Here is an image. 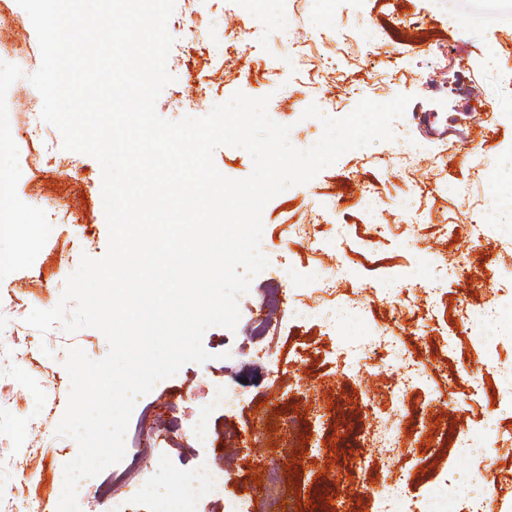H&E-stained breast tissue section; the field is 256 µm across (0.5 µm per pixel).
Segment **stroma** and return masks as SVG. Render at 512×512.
Instances as JSON below:
<instances>
[{
  "label": "stroma",
  "mask_w": 512,
  "mask_h": 512,
  "mask_svg": "<svg viewBox=\"0 0 512 512\" xmlns=\"http://www.w3.org/2000/svg\"><path fill=\"white\" fill-rule=\"evenodd\" d=\"M299 44H309L312 28L322 41L314 69L303 70L286 47L271 39L262 0H175L167 22L173 37L167 70L173 83L155 103L168 121L186 112L203 117L235 92L270 96L288 120L296 140L319 137L316 119L305 117L310 105L350 114L361 100L387 103L400 95L410 103L404 118L407 134L422 150L397 153L394 163L375 158L392 148L376 141L344 153L333 165L303 185L284 190L265 206L260 250L269 264L237 298L240 318L235 330L209 328L202 340L212 361L186 363L172 377L139 398L127 430L124 460L95 476L96 485L121 489L130 458L158 462L161 482L188 464L224 465L225 501L240 512H383L382 498L391 473L406 477L399 512H472V499L452 497L456 481L482 477L474 497L485 512H512V249L501 238L508 229L493 223L491 210L482 222L487 235L474 240L470 217L486 200L512 204V193L495 181H481L478 168L495 163L512 149V24L498 18V0H331L326 11L310 9L308 0H281ZM428 15L430 22L449 13L471 15L465 27H443L440 46L427 48L411 37L392 38L397 17ZM248 15L258 36L232 53L214 58L209 46L219 37L217 22L235 32ZM378 28L388 35L379 55L364 53L358 42L341 40L349 30ZM34 54L15 84L0 92V104L17 121L42 110V97L30 77L41 65L37 34L17 0H0V65L9 66L16 50ZM495 53L496 64L485 58ZM41 152L25 146L0 150V166L19 174V225L39 224V237L9 240L13 258L0 277V484L15 499L30 501L32 512H57V471L69 452L57 447V426L67 407L71 381L63 363L69 348H81L98 361L109 343L102 332L85 328L67 332L63 323L42 332L28 325L32 309L49 310L60 300L66 278L82 256L101 258L109 230L102 194V170L93 157L64 150L53 125ZM454 143L443 166L431 154ZM386 204L378 222L383 233L360 213L363 191ZM422 191V218L406 226L391 207L394 198ZM340 201L323 228L348 227L334 250L314 252L294 237L299 225L313 223L321 202ZM71 205V221L51 223L56 201ZM459 263V277L427 300L416 280L431 276L441 261ZM348 264L338 297L362 307L359 318L336 326L279 320L268 336L253 327L267 295L271 272L290 266L296 289L288 302L317 305L320 293L304 282L314 267ZM43 270L36 278L35 270ZM402 278L394 302L381 300L376 284L387 276ZM494 309L498 319H482ZM398 336L405 350L426 369L424 384L408 389L403 413L390 402L369 410L366 395L386 378L403 379L400 364L377 358L380 333ZM223 379L240 397L236 410L215 414L214 443L191 445L189 422L195 405L182 404L187 391L206 377ZM388 416L412 451L391 460L377 450L376 415ZM177 427L180 438L159 444L153 428ZM319 452H311V442ZM23 460V477L11 463ZM278 469L283 481L271 488L262 477Z\"/></svg>",
  "instance_id": "stroma-1"
}]
</instances>
